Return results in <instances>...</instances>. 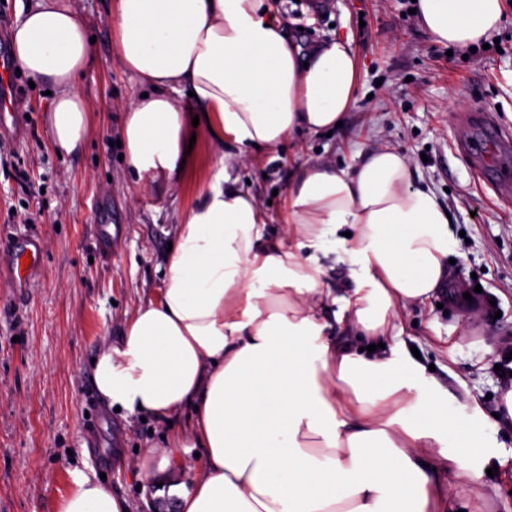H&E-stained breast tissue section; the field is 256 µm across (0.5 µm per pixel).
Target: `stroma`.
I'll list each match as a JSON object with an SVG mask.
<instances>
[{
    "mask_svg": "<svg viewBox=\"0 0 512 512\" xmlns=\"http://www.w3.org/2000/svg\"><path fill=\"white\" fill-rule=\"evenodd\" d=\"M275 13L302 46L350 40L357 60L354 101L331 134L295 132L289 145L216 152L205 130L184 169L138 179L120 160L124 110L145 86L122 65L113 43L112 0H73L89 35L94 62L77 89L94 114L91 133L70 154L52 147L47 110L50 82L14 74L17 116L0 134V240L30 228L45 242L44 268L28 288L0 280V512H58L76 475L105 477L128 512H166L162 489L191 482L201 460L176 442L191 428V410L171 417L110 409L92 369L105 345L120 346L136 309L161 296L168 244L182 213L218 171L246 181L269 226L284 228L283 197L299 164L358 165L382 147L408 158L413 185L429 188L448 210L457 234L452 279L477 291L469 307L436 293L409 310L423 364L454 394L468 392L485 414L498 408L512 380L495 369L512 352V151L478 169L458 149L485 131L466 123L488 114L512 131V0L498 47L463 49L434 42L410 0H273ZM111 209L112 222L100 215ZM112 251L97 245L101 228ZM451 331L450 345L434 337ZM122 443L113 446L112 436ZM150 458L155 481L139 464ZM472 482L442 473L458 505L512 512V426L483 436V452L467 462ZM494 475H487V468Z\"/></svg>",
    "mask_w": 512,
    "mask_h": 512,
    "instance_id": "1",
    "label": "stroma"
}]
</instances>
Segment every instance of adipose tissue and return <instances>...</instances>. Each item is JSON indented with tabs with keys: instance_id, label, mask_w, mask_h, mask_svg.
<instances>
[{
	"instance_id": "1",
	"label": "adipose tissue",
	"mask_w": 512,
	"mask_h": 512,
	"mask_svg": "<svg viewBox=\"0 0 512 512\" xmlns=\"http://www.w3.org/2000/svg\"><path fill=\"white\" fill-rule=\"evenodd\" d=\"M445 46H477L503 0H417ZM115 48L147 85L121 135L137 175L177 172L190 115L218 143L278 147L294 132L341 122L356 85L350 44L311 49L289 36L270 0H115ZM17 64L58 89L47 115L53 146L76 151L92 123L77 80L94 60L70 0H35L12 35ZM193 93L191 104L175 95ZM288 233L267 232L253 193L221 175L178 226L158 301L140 306L120 348L93 364L108 407L166 417L194 410L204 455L173 512H458L429 461L465 469L475 437L497 418L428 375L406 348L405 313L449 281L456 241L448 211L413 187L391 147L356 167L303 164L288 187ZM341 266L351 286L326 281ZM58 512H127L125 500L74 478Z\"/></svg>"
}]
</instances>
